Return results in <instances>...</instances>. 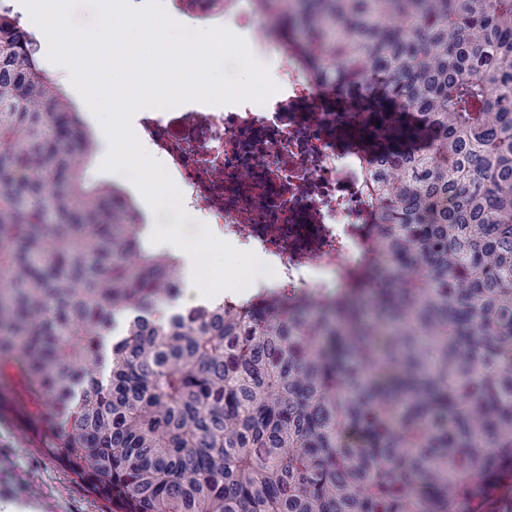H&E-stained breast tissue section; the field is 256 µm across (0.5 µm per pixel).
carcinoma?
Wrapping results in <instances>:
<instances>
[{
    "label": "carcinoma",
    "mask_w": 512,
    "mask_h": 512,
    "mask_svg": "<svg viewBox=\"0 0 512 512\" xmlns=\"http://www.w3.org/2000/svg\"><path fill=\"white\" fill-rule=\"evenodd\" d=\"M202 3L211 14L236 0ZM345 131L372 232L333 292L176 304L183 261L0 7V378L111 512L512 499V0H251Z\"/></svg>",
    "instance_id": "cac0c4a2"
}]
</instances>
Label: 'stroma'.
<instances>
[{"label":"stroma","instance_id":"stroma-1","mask_svg":"<svg viewBox=\"0 0 512 512\" xmlns=\"http://www.w3.org/2000/svg\"><path fill=\"white\" fill-rule=\"evenodd\" d=\"M188 19L245 35L255 60L276 69L270 44L262 42L254 26L250 0H237L223 14L192 13ZM34 411L19 382L0 388V512L9 504L13 512H107L104 501L43 453V431L31 419Z\"/></svg>","mask_w":512,"mask_h":512}]
</instances>
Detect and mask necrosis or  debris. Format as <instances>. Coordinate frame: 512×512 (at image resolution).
Instances as JSON below:
<instances>
[{
	"instance_id": "necrosis-or-debris-1",
	"label": "necrosis or debris",
	"mask_w": 512,
	"mask_h": 512,
	"mask_svg": "<svg viewBox=\"0 0 512 512\" xmlns=\"http://www.w3.org/2000/svg\"><path fill=\"white\" fill-rule=\"evenodd\" d=\"M278 51V95L233 110L193 109L138 119L142 140L183 190L185 210L211 232L254 250L276 285L296 287L303 268L335 264L367 217L361 175L337 167L345 143L337 129L347 98L316 88Z\"/></svg>"
}]
</instances>
